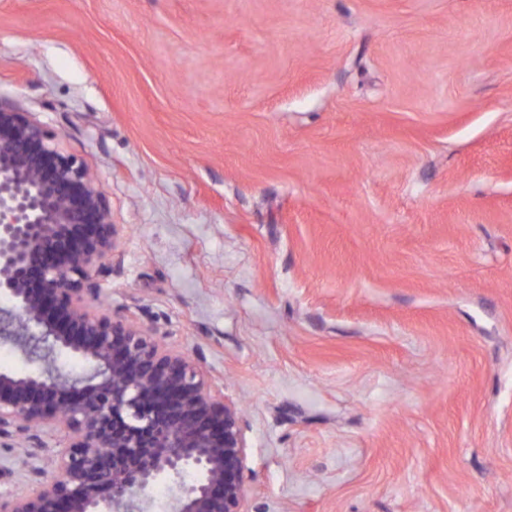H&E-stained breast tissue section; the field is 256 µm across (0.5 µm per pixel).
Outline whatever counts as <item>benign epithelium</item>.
Returning <instances> with one entry per match:
<instances>
[{
  "mask_svg": "<svg viewBox=\"0 0 512 512\" xmlns=\"http://www.w3.org/2000/svg\"><path fill=\"white\" fill-rule=\"evenodd\" d=\"M119 236L91 168L31 113L0 100V336L28 354L0 370V447L20 450L31 489L0 490V512H149L150 488L180 482L169 512H248L237 405L165 332L115 318L97 273ZM62 351L91 365L71 376ZM65 435L44 456L42 436Z\"/></svg>",
  "mask_w": 512,
  "mask_h": 512,
  "instance_id": "1",
  "label": "benign epithelium"
}]
</instances>
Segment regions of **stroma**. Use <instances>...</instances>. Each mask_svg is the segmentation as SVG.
<instances>
[{
    "instance_id": "stroma-1",
    "label": "stroma",
    "mask_w": 512,
    "mask_h": 512,
    "mask_svg": "<svg viewBox=\"0 0 512 512\" xmlns=\"http://www.w3.org/2000/svg\"><path fill=\"white\" fill-rule=\"evenodd\" d=\"M0 98L242 404L248 512H512V0H0Z\"/></svg>"
}]
</instances>
